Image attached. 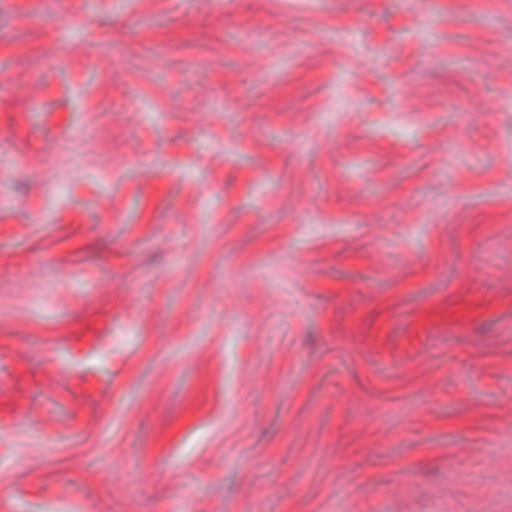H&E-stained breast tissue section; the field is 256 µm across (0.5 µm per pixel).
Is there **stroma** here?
<instances>
[{
	"label": "stroma",
	"mask_w": 512,
	"mask_h": 512,
	"mask_svg": "<svg viewBox=\"0 0 512 512\" xmlns=\"http://www.w3.org/2000/svg\"><path fill=\"white\" fill-rule=\"evenodd\" d=\"M0 512H512V0H0Z\"/></svg>",
	"instance_id": "obj_1"
}]
</instances>
